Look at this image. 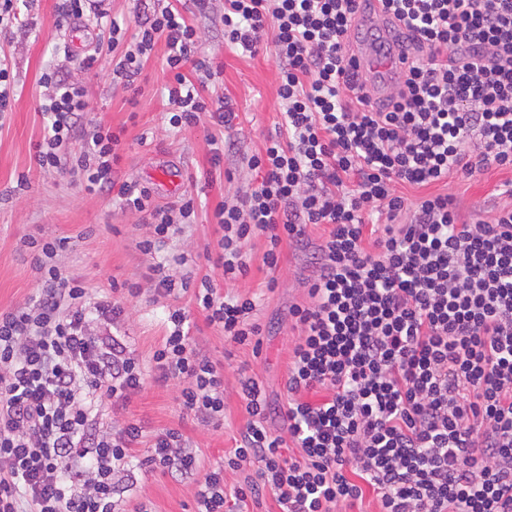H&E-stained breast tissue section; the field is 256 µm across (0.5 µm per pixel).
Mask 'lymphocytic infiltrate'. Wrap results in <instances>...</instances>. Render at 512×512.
<instances>
[{"label": "lymphocytic infiltrate", "mask_w": 512, "mask_h": 512, "mask_svg": "<svg viewBox=\"0 0 512 512\" xmlns=\"http://www.w3.org/2000/svg\"><path fill=\"white\" fill-rule=\"evenodd\" d=\"M181 0H140L134 34L110 21L112 78L137 89L164 45L169 123L197 125L204 112L232 129L231 101H208L221 72L196 61L197 31ZM385 14L411 61L385 98L372 100L353 69L354 21ZM224 42L268 52L282 106L276 134L247 156L257 183L215 216L224 277L248 271L243 247L263 234V263L282 243L323 229L293 306L300 328L288 371L285 435L263 424L257 380L241 382L250 419L222 466L204 468L180 429L145 436L140 423L97 433L95 404L127 401L145 374L123 341L90 329V313L117 320L120 301L87 303L85 287L56 258L66 237L29 239L41 256L36 294L0 312V512H116L112 477L140 461L148 471L197 477L195 512H230L273 494L281 512H350L366 493L380 512H512V206L464 219L453 197L408 199L454 174L512 171V0H224ZM44 134L35 160L88 192H116L152 227L139 241L176 234L195 213L153 202L117 180L122 139L90 109L63 68L42 73ZM80 140V152L67 150ZM225 339L259 347L254 299L202 278L195 295ZM154 351L160 378H182L183 409L206 423L224 417L220 364L202 356L184 324ZM147 455H140V445ZM294 454H286V446ZM246 471L225 489V470Z\"/></svg>", "instance_id": "lymphocytic-infiltrate-1"}]
</instances>
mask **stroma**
Returning a JSON list of instances; mask_svg holds the SVG:
<instances>
[{"label":"stroma","instance_id":"stroma-1","mask_svg":"<svg viewBox=\"0 0 512 512\" xmlns=\"http://www.w3.org/2000/svg\"><path fill=\"white\" fill-rule=\"evenodd\" d=\"M26 6L29 28L0 34V50L5 51L15 76L12 110L0 116V311L24 305L36 292L38 255L25 250L23 240L70 237L71 246L60 253L58 263L83 282L89 297L107 294L114 281L140 287L138 296L124 299V312L117 321L98 318L93 322L96 331L122 338L148 378L146 389L132 395L126 405L99 407L96 424L101 430H111L128 420L140 421L149 433L178 428L189 448L204 456L208 464H217L234 448L239 430L249 419L240 385L246 374L259 382L267 400L266 428L284 433L282 407L287 400L288 364L298 336L289 311L307 300L303 283L312 271L310 254L282 244L279 267L269 271L263 264L267 240L259 235L244 246L247 274L225 280L222 266L216 263L220 234L214 217L219 202H234L254 186L245 158L263 148L280 119L274 59L264 53L251 57L225 45L220 21L224 0H211L207 13L193 16L198 37L196 57L221 67L222 83L217 91L231 99L237 113L232 135L238 150L225 154L223 161L234 178L228 181L221 177L210 185L205 177L212 143L223 140L225 132L208 115L191 128L169 124L164 45H157L136 93L113 84L107 58H100L90 71L78 62L70 63L71 79L88 90L92 119L123 132L124 147L117 165L120 179L147 187L160 205L178 203L190 194L196 198L193 222L183 225L178 235L149 257L137 248L138 241L151 234L150 226L143 224L138 214L123 210L115 195L87 194L68 174L42 170L36 163L35 146L44 126L39 112V78L57 64L55 49L67 31L56 25V0H27ZM162 172L182 178V188L173 191L159 183ZM21 176L28 182L22 191L16 188ZM511 179L512 172L492 168L468 179L450 176L430 185L429 190L453 196L466 217L480 218L512 203V198L499 190ZM155 260L164 264L166 274L176 282L186 283V291L175 298L156 295L148 278ZM206 275L221 292L254 297L256 317L264 331L259 351L225 341L220 329L206 323L192 294ZM272 278L277 284L270 292L266 283ZM174 305L185 309L190 335L201 354L224 367L222 424L200 422L181 409L180 381L156 379L152 354L170 331L168 311ZM132 477V488L125 492L121 504L123 512H133L137 506L145 512H193L195 480L138 466Z\"/></svg>","mask_w":512,"mask_h":512}]
</instances>
